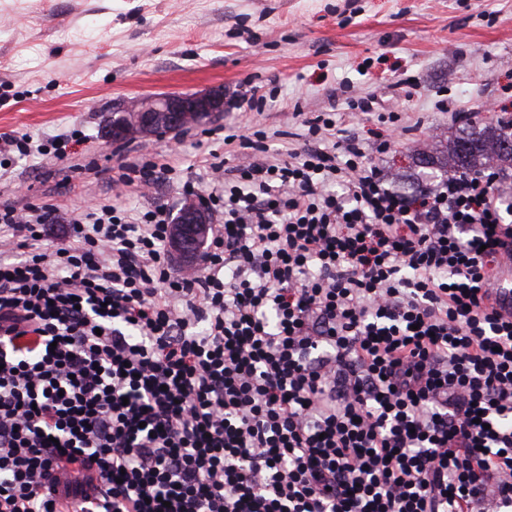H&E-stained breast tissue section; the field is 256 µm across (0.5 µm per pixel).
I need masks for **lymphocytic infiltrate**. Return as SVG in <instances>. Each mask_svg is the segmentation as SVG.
<instances>
[{
    "instance_id": "lymphocytic-infiltrate-1",
    "label": "lymphocytic infiltrate",
    "mask_w": 512,
    "mask_h": 512,
    "mask_svg": "<svg viewBox=\"0 0 512 512\" xmlns=\"http://www.w3.org/2000/svg\"><path fill=\"white\" fill-rule=\"evenodd\" d=\"M306 127L183 183L190 277L164 205H0V512H512L503 173L408 197ZM210 228V221L199 202L187 198L179 209L172 226L170 247L188 258L189 263L198 260L194 257L196 249L188 247L190 243L197 248L206 240Z\"/></svg>"
}]
</instances>
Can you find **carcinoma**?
Masks as SVG:
<instances>
[{"instance_id": "cac0c4a2", "label": "carcinoma", "mask_w": 512, "mask_h": 512, "mask_svg": "<svg viewBox=\"0 0 512 512\" xmlns=\"http://www.w3.org/2000/svg\"><path fill=\"white\" fill-rule=\"evenodd\" d=\"M489 164L512 167V122L468 126L442 158L422 160L425 171L421 173V179H432L438 172L445 176L466 173Z\"/></svg>"}]
</instances>
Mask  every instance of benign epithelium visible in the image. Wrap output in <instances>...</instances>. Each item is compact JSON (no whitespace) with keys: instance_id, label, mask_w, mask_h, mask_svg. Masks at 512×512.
<instances>
[{"instance_id":"1","label":"benign epithelium","mask_w":512,"mask_h":512,"mask_svg":"<svg viewBox=\"0 0 512 512\" xmlns=\"http://www.w3.org/2000/svg\"><path fill=\"white\" fill-rule=\"evenodd\" d=\"M224 111V94L219 92L189 95L162 94L137 99L112 120L104 136L114 142L130 137L165 135L179 128L210 120ZM210 221L199 202L187 198L179 209L172 226L170 247L193 263L198 260L192 247L199 246L208 236Z\"/></svg>"}]
</instances>
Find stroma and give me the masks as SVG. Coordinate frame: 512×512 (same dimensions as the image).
<instances>
[{"instance_id":"stroma-1","label":"stroma","mask_w":512,"mask_h":512,"mask_svg":"<svg viewBox=\"0 0 512 512\" xmlns=\"http://www.w3.org/2000/svg\"><path fill=\"white\" fill-rule=\"evenodd\" d=\"M4 81L12 95L0 101V134L80 138L61 159L0 161V203L19 208L48 195L67 206L114 199L174 211L181 180L239 154L224 142L230 128L263 130L284 152L322 112L369 144L387 134L378 113H401L406 132L386 165L406 177L418 153L468 125L512 118V0H0ZM248 82L270 95L263 111L228 110L177 135L101 136L132 99ZM350 95L373 96L372 112L350 111ZM158 155L178 180L145 192L113 186V165Z\"/></svg>"}]
</instances>
